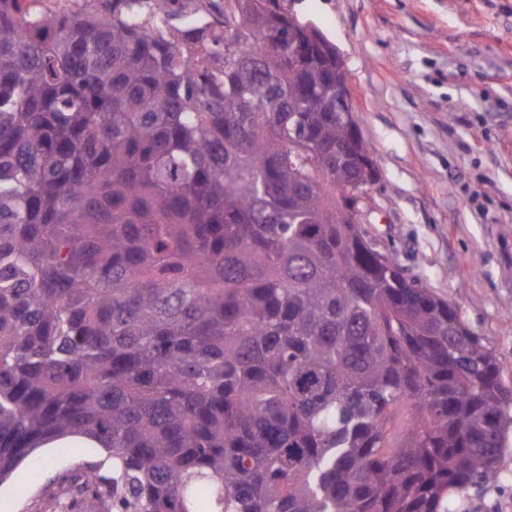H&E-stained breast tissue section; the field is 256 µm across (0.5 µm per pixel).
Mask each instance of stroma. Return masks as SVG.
I'll return each mask as SVG.
<instances>
[{
    "label": "stroma",
    "instance_id": "stroma-1",
    "mask_svg": "<svg viewBox=\"0 0 512 512\" xmlns=\"http://www.w3.org/2000/svg\"><path fill=\"white\" fill-rule=\"evenodd\" d=\"M345 63L379 179L357 217L404 275L454 304L512 386V0H280ZM497 481L453 512H512V408ZM0 484V512H49L97 448H41Z\"/></svg>",
    "mask_w": 512,
    "mask_h": 512
}]
</instances>
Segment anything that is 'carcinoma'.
I'll return each instance as SVG.
<instances>
[{
	"label": "carcinoma",
	"mask_w": 512,
	"mask_h": 512,
	"mask_svg": "<svg viewBox=\"0 0 512 512\" xmlns=\"http://www.w3.org/2000/svg\"><path fill=\"white\" fill-rule=\"evenodd\" d=\"M0 0V483L70 433L61 512H452L512 390L374 253L336 66L259 0ZM305 148L302 163L290 156ZM304 35L307 37V42L303 39L296 38L288 51V65H294L300 60V58L307 53L309 46H317L326 52V46L320 39L312 35V31L309 26L300 27Z\"/></svg>",
	"instance_id": "carcinoma-1"
}]
</instances>
